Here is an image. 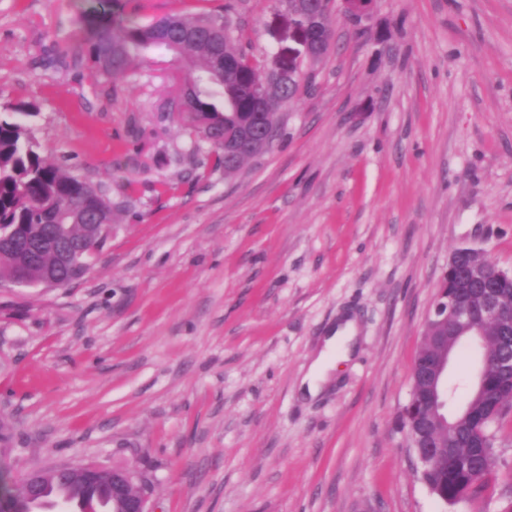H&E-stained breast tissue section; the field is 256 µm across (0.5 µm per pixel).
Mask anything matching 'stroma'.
Masks as SVG:
<instances>
[{"label":"stroma","mask_w":512,"mask_h":512,"mask_svg":"<svg viewBox=\"0 0 512 512\" xmlns=\"http://www.w3.org/2000/svg\"><path fill=\"white\" fill-rule=\"evenodd\" d=\"M232 2L261 72L303 77L273 148L232 174L174 114L184 69L143 53L107 79L78 46L88 0H0V109L35 103L43 156L116 203L88 272L0 288L10 481L135 464L155 512H503L512 413L488 490L453 504L416 473L402 413L451 252L512 271V0L333 8L309 61L279 0H119L126 17ZM349 360L300 380L342 319Z\"/></svg>","instance_id":"obj_1"}]
</instances>
